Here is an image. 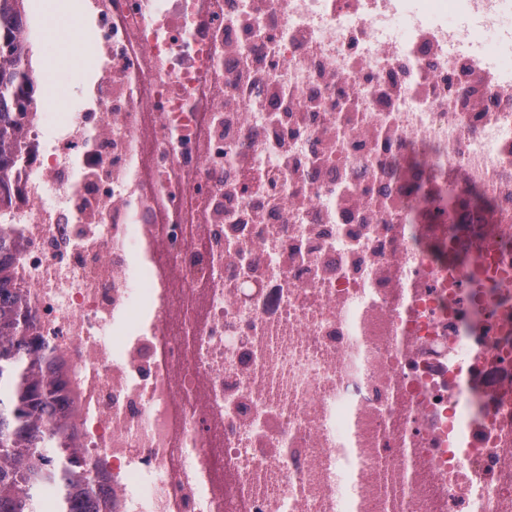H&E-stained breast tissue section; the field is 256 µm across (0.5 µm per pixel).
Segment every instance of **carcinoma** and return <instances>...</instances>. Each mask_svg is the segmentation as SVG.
I'll list each match as a JSON object with an SVG mask.
<instances>
[{
  "mask_svg": "<svg viewBox=\"0 0 512 512\" xmlns=\"http://www.w3.org/2000/svg\"><path fill=\"white\" fill-rule=\"evenodd\" d=\"M23 0H0V189L16 168L21 118L38 107L30 45L20 37ZM0 234V512H98L88 463L64 433L61 398L38 368L33 317Z\"/></svg>",
  "mask_w": 512,
  "mask_h": 512,
  "instance_id": "1",
  "label": "carcinoma"
}]
</instances>
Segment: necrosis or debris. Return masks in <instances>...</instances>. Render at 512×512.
Listing matches in <instances>:
<instances>
[{
    "mask_svg": "<svg viewBox=\"0 0 512 512\" xmlns=\"http://www.w3.org/2000/svg\"><path fill=\"white\" fill-rule=\"evenodd\" d=\"M86 9L0 226L103 512H512V0Z\"/></svg>",
    "mask_w": 512,
    "mask_h": 512,
    "instance_id": "necrosis-or-debris-1",
    "label": "necrosis or debris"
}]
</instances>
